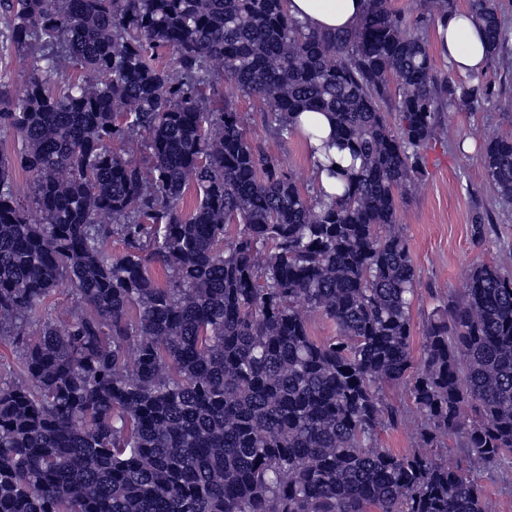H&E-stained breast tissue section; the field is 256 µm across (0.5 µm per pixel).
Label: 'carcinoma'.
Listing matches in <instances>:
<instances>
[{
	"label": "carcinoma",
	"mask_w": 512,
	"mask_h": 512,
	"mask_svg": "<svg viewBox=\"0 0 512 512\" xmlns=\"http://www.w3.org/2000/svg\"><path fill=\"white\" fill-rule=\"evenodd\" d=\"M286 4L0 0V49L29 50L23 93L0 75L19 141L0 154V335L23 375L0 379V512H491L472 475L512 465V276L472 267L416 363L397 225L445 112L492 100L488 72L455 83L430 54L457 0H369L334 34ZM468 9L490 64L511 57L498 0ZM239 95L282 141L332 116L350 159L326 155L334 193L246 136ZM483 167L512 199L511 135ZM61 285L78 303L56 322ZM315 315L335 335L312 336ZM399 383L424 419L406 455L377 447ZM451 436L464 467L430 453ZM15 183L18 198L25 205L31 223L39 224L41 222V215L35 206L31 203L30 198L31 183L29 177L26 175V173L21 171V169H16ZM75 305V296L67 286L62 285L59 288H56L45 300L42 311L44 314L55 319H62L66 316L68 311L75 307Z\"/></svg>",
	"instance_id": "1"
}]
</instances>
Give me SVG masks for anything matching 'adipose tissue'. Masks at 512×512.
Wrapping results in <instances>:
<instances>
[{
  "instance_id": "1",
  "label": "adipose tissue",
  "mask_w": 512,
  "mask_h": 512,
  "mask_svg": "<svg viewBox=\"0 0 512 512\" xmlns=\"http://www.w3.org/2000/svg\"><path fill=\"white\" fill-rule=\"evenodd\" d=\"M366 7L367 0H288L294 18L321 32L353 29ZM435 35L438 52L452 71L466 75L486 68L490 49L480 22L468 10L438 18Z\"/></svg>"
}]
</instances>
